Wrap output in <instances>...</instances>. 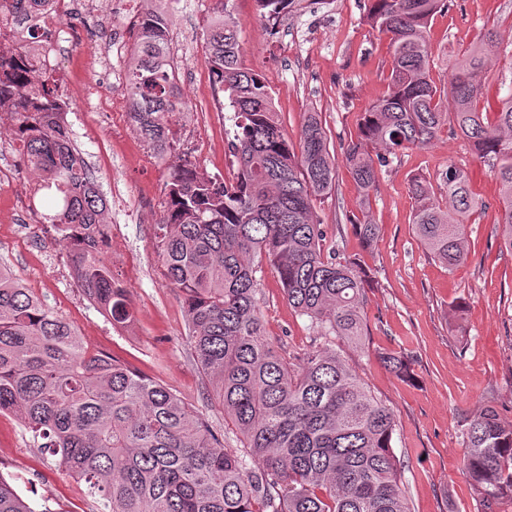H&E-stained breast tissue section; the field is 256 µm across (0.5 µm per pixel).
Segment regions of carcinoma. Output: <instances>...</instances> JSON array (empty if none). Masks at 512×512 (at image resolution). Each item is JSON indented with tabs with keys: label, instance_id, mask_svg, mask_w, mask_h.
Returning <instances> with one entry per match:
<instances>
[{
	"label": "carcinoma",
	"instance_id": "cac0c4a2",
	"mask_svg": "<svg viewBox=\"0 0 512 512\" xmlns=\"http://www.w3.org/2000/svg\"><path fill=\"white\" fill-rule=\"evenodd\" d=\"M29 21L40 0H9ZM271 18L292 0H256ZM447 0H370L366 22L389 37L387 91L365 109L344 152L359 192L353 225L365 247L379 237L370 211L382 168L401 150L422 148L444 125L472 144L500 183L496 234L512 255V93L494 121L478 108L498 47L495 29L448 69L442 87L429 24ZM125 94L134 131L163 158L176 150L189 102L175 90L163 12L139 21ZM205 62L234 112L231 149L237 169L226 183L181 159L167 174L153 248L165 280L187 307L188 341L198 368L224 407V438L204 415L164 385L115 357L92 353L76 328L0 265V414H15L39 447L99 497L101 512H409L400 459L392 448L396 419L343 360L331 340L359 346L372 280L363 266L326 252L327 225L315 202L333 188L335 159L315 112L293 142L276 118L271 93L245 67L230 19L209 21ZM25 84L48 103L62 96L57 72L19 62L0 71V97ZM27 166L41 175L33 196L51 202L45 220L70 244L74 277L115 325L132 321L126 288L112 276L101 244L107 200L73 145L59 112L20 107ZM415 233L428 254L452 270L465 263L467 224L482 207L466 170L450 165L432 184H409ZM273 267L284 297L307 319L314 346L280 354L264 333L257 273ZM402 379L411 358L380 352ZM462 469L478 512L512 505V423L492 407L461 432ZM235 438L237 447L227 444ZM0 512L37 511L0 476Z\"/></svg>",
	"mask_w": 512,
	"mask_h": 512
}]
</instances>
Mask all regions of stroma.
I'll list each match as a JSON object with an SVG mask.
<instances>
[{
  "label": "stroma",
  "instance_id": "1",
  "mask_svg": "<svg viewBox=\"0 0 512 512\" xmlns=\"http://www.w3.org/2000/svg\"><path fill=\"white\" fill-rule=\"evenodd\" d=\"M367 8V0H297L271 22L260 19L256 0H174L187 42L183 66L201 80L189 101L181 153L206 176L229 182L236 172L233 114L215 109L204 56L205 27L224 12L238 31L245 66L269 87L289 137L298 138L312 112L325 127L337 165L331 192L316 203L328 226L323 248L341 247L346 256L363 261L378 282L367 293L362 345L340 341L336 348L397 420L392 445L403 463L411 512H476L461 469L466 453L461 429L491 402L512 422V255L500 252L494 231L498 184L467 142L443 130L431 145L404 150L383 168L371 197L380 236L372 248L362 246L349 223L358 213V192L342 158L362 112L385 93L390 68L388 39L365 24ZM486 26L502 35L478 102L493 112L512 92V0H448L447 11L430 23V41L434 55L454 57L464 54ZM104 58L105 47L65 43L57 70L71 85L83 84L95 78ZM67 122L72 143L101 191L123 196L120 208L107 217L112 273L128 291L133 334L110 323L86 298L72 274L65 241L42 218L45 204L25 222L13 211L0 216V262L45 297L89 351L118 358L165 385L203 413L214 431L223 432L224 408L186 342L184 296L165 281L152 246L167 162L133 132L127 113L75 106ZM451 164L467 170L470 189L484 207L467 226L468 261L448 270L416 236L408 183L415 175L436 177ZM260 288L268 340L283 354L302 355L313 335L307 320L289 306L271 267H264ZM384 351L411 355L413 380L388 372L377 359ZM0 475L34 507L100 512L84 483L68 476L8 413L0 414Z\"/></svg>",
  "mask_w": 512,
  "mask_h": 512
}]
</instances>
